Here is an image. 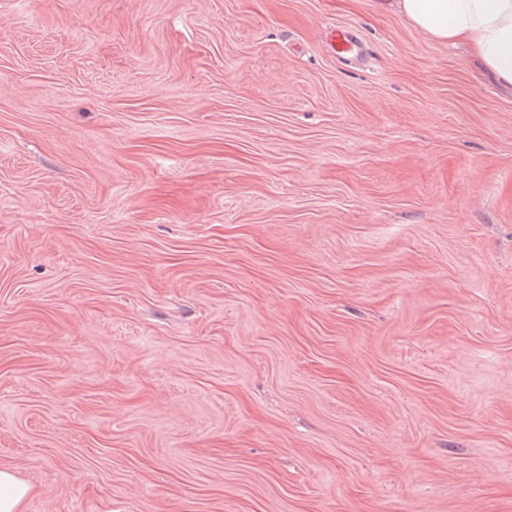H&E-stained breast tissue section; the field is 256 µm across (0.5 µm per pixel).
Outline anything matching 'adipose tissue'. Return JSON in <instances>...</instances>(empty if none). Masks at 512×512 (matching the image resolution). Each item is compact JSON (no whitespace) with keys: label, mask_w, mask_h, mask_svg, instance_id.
<instances>
[{"label":"adipose tissue","mask_w":512,"mask_h":512,"mask_svg":"<svg viewBox=\"0 0 512 512\" xmlns=\"http://www.w3.org/2000/svg\"><path fill=\"white\" fill-rule=\"evenodd\" d=\"M415 27L451 44L463 43L497 77L512 84V0H396Z\"/></svg>","instance_id":"ef3b65f1"}]
</instances>
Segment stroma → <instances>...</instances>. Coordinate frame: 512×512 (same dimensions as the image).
Wrapping results in <instances>:
<instances>
[{
  "label": "stroma",
  "mask_w": 512,
  "mask_h": 512,
  "mask_svg": "<svg viewBox=\"0 0 512 512\" xmlns=\"http://www.w3.org/2000/svg\"><path fill=\"white\" fill-rule=\"evenodd\" d=\"M0 469L512 512V85L394 0H0ZM331 53L340 59L354 57L361 46L358 37L350 30L336 28L328 36Z\"/></svg>",
  "instance_id": "stroma-1"
}]
</instances>
